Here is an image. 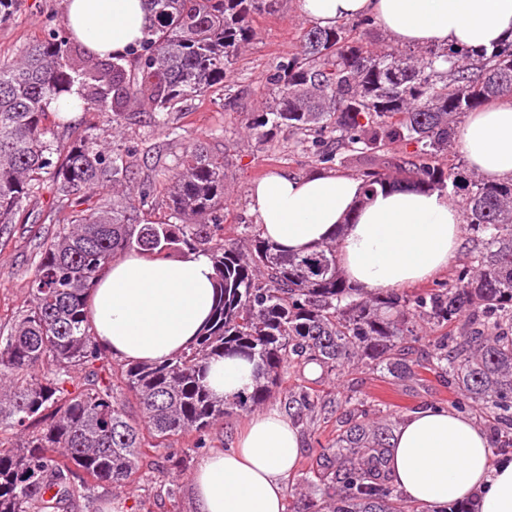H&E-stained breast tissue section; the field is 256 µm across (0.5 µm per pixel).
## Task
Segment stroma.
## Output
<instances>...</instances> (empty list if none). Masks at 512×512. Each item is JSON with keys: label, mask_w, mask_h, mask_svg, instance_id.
Returning <instances> with one entry per match:
<instances>
[{"label": "stroma", "mask_w": 512, "mask_h": 512, "mask_svg": "<svg viewBox=\"0 0 512 512\" xmlns=\"http://www.w3.org/2000/svg\"><path fill=\"white\" fill-rule=\"evenodd\" d=\"M64 15V0H25L11 19L0 23V59L14 55ZM309 24L299 0H279L275 12L252 18L254 38L241 48L227 70L231 93L215 89L206 95L180 103L169 116L167 130L155 127L150 113L130 116L120 132L100 124L102 143L133 155L137 187L161 181L166 169L180 155L183 136L202 139L224 156V238L237 243L257 233L260 226L251 207L250 188L255 180L275 171L304 176L317 165L297 144L298 137L286 128L249 126L266 111L271 79L279 64L295 52L301 34ZM26 221L0 234V322L15 319L28 295L35 264L42 246L57 231L65 214L50 191L32 201ZM360 397L374 401L384 413L404 420L413 412L436 404L451 408L455 395L442 378L422 369L412 381H396L362 366L351 374ZM268 408L283 412L298 428L302 448L294 474L288 479L287 501L303 502L310 471L335 438L340 422L336 415L316 421L299 419L288 408L286 391H276ZM248 414L224 418L205 435L191 434L174 443V451H186V468L174 480L159 482L150 467H143L139 483L119 488L100 484L90 499L77 501L72 512H196L190 475L205 453L233 447Z\"/></svg>", "instance_id": "1"}]
</instances>
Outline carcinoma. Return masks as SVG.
Segmentation results:
<instances>
[{
  "instance_id": "cac0c4a2",
  "label": "carcinoma",
  "mask_w": 512,
  "mask_h": 512,
  "mask_svg": "<svg viewBox=\"0 0 512 512\" xmlns=\"http://www.w3.org/2000/svg\"><path fill=\"white\" fill-rule=\"evenodd\" d=\"M154 25L134 57L86 50L65 22L11 60L0 61V232L44 189L70 211L41 252L25 309L0 330V512H68L99 483L131 485L149 452L202 433L219 418L264 405L285 375L314 363L340 379L364 364L405 381L427 364L448 376L455 406L488 418L494 448L512 447V179L464 176L449 158L457 120L492 98L512 95V42L491 53L428 48L413 54L364 43V18L348 28L306 29L277 68L272 106L256 126L286 127L314 161L369 157L403 182L464 193L465 230L481 248L446 288L413 294L352 286L332 239L303 255L260 234L246 246L224 241V157L201 141L157 186L123 191L128 155L102 144L96 125L54 148L51 105L76 93L80 109L117 129L149 107L155 126L184 100L224 84L226 66L250 41V17L278 0H149ZM415 145L409 153L393 146ZM63 154L62 163L52 156ZM366 192L393 183L367 169ZM170 213L152 218L155 194ZM138 248L208 255L217 277L212 318L196 342L155 364L114 363L92 333L88 300L117 256ZM421 324L449 331L418 342ZM239 357L255 365L252 389L219 399L210 364ZM140 417L126 411L129 398ZM297 415L326 410L320 391L288 390ZM344 425L318 469L306 512H419L386 473L396 421L356 396L336 401ZM175 454L154 463L164 479L181 472Z\"/></svg>"
}]
</instances>
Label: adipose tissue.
Listing matches in <instances>:
<instances>
[{"instance_id":"ef3b65f1","label":"adipose tissue","mask_w":512,"mask_h":512,"mask_svg":"<svg viewBox=\"0 0 512 512\" xmlns=\"http://www.w3.org/2000/svg\"><path fill=\"white\" fill-rule=\"evenodd\" d=\"M77 40L100 56L125 53L149 32L145 0H65ZM303 16L327 27L369 15L410 46L492 50L512 40V0H300ZM471 169L512 178V98L470 113L459 133ZM252 210L264 237L289 253L334 239L345 276L369 290H396L446 270L462 245V212L444 188H377L357 176L320 170L274 172L253 183ZM215 270L198 251L132 252L100 277L89 309L97 343L116 359L162 363L192 344L210 317ZM251 363H214L208 384L229 396L250 386ZM390 471L411 501L440 512L477 498L479 512H512V457H494L471 417L430 406L394 432ZM301 448L279 411L250 417L235 447L205 455L191 476L198 512H283L287 479Z\"/></svg>"}]
</instances>
